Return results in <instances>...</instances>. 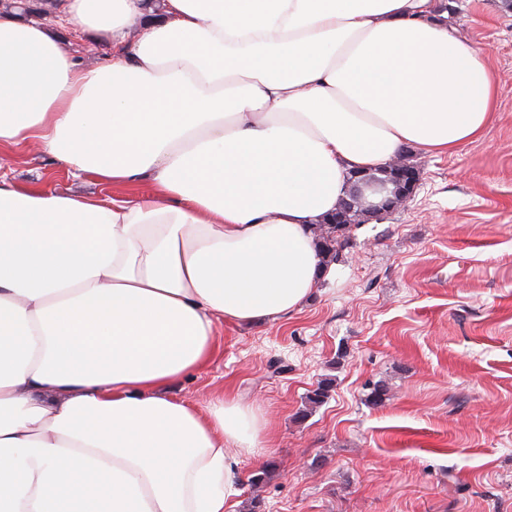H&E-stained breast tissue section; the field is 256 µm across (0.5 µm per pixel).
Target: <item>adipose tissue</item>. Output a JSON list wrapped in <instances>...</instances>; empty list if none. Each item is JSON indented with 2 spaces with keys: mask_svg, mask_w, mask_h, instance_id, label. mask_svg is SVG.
I'll return each mask as SVG.
<instances>
[{
  "mask_svg": "<svg viewBox=\"0 0 512 512\" xmlns=\"http://www.w3.org/2000/svg\"><path fill=\"white\" fill-rule=\"evenodd\" d=\"M114 51L0 10V153L150 184L0 178V512H231L269 444L252 404L168 387L219 326L291 316L354 171L480 138L497 88L441 0H61ZM0 175H6L20 185L49 184L58 191L77 194L100 193L116 198H130L135 193L149 192L150 186L145 183L137 189L122 187L99 186L83 179L75 178L54 161L40 154L31 145H22L11 152L8 157L0 156Z\"/></svg>",
  "mask_w": 512,
  "mask_h": 512,
  "instance_id": "adipose-tissue-1",
  "label": "adipose tissue"
}]
</instances>
